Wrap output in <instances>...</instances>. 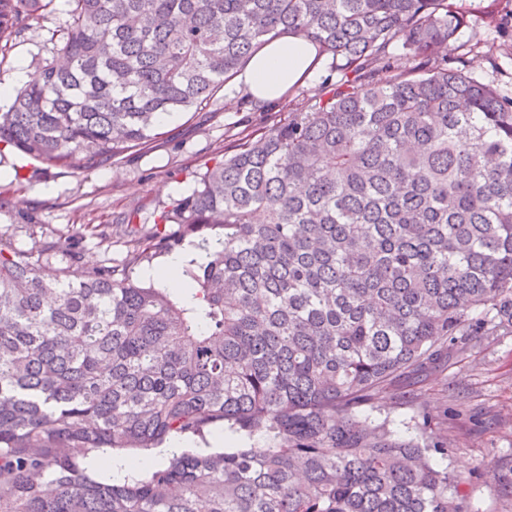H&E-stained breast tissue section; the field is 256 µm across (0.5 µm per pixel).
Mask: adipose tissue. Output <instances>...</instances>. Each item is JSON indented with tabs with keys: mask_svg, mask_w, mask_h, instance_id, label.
<instances>
[{
	"mask_svg": "<svg viewBox=\"0 0 512 512\" xmlns=\"http://www.w3.org/2000/svg\"><path fill=\"white\" fill-rule=\"evenodd\" d=\"M321 67L322 57L315 44L283 34L253 54L237 75L236 85L255 100L274 102L295 86L316 77Z\"/></svg>",
	"mask_w": 512,
	"mask_h": 512,
	"instance_id": "obj_1",
	"label": "adipose tissue"
}]
</instances>
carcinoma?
<instances>
[{
	"label": "carcinoma",
	"mask_w": 512,
	"mask_h": 512,
	"mask_svg": "<svg viewBox=\"0 0 512 512\" xmlns=\"http://www.w3.org/2000/svg\"><path fill=\"white\" fill-rule=\"evenodd\" d=\"M55 0H0V49ZM0 143L92 170L196 112L267 41L341 77L242 132L160 216L217 230L187 299L132 278L174 246L53 265L0 232V512H470L447 443L359 408L512 335V96L456 55L454 0H67ZM399 45L413 66L398 70ZM217 423L265 448L182 453L108 484L75 449L153 448Z\"/></svg>",
	"instance_id": "carcinoma-1"
}]
</instances>
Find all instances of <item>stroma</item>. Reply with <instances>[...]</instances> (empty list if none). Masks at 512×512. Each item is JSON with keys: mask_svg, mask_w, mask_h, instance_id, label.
<instances>
[{"mask_svg": "<svg viewBox=\"0 0 512 512\" xmlns=\"http://www.w3.org/2000/svg\"><path fill=\"white\" fill-rule=\"evenodd\" d=\"M467 16L457 44L468 72L503 92H512V57L486 56L478 41L503 43L512 34L493 26L491 10H512V0H456ZM65 0L51 13L30 20L14 45L0 51V83H11L20 60L47 56L50 37L67 20ZM340 74L323 66L319 79L299 86L279 104L248 100L226 84L204 114H180L161 126L158 138L126 158L91 171L46 168L11 147L0 149V230L13 233L18 246L31 248L84 224L107 226L119 213H138L140 232L154 230L162 211L189 195L195 172L221 155L224 140L247 127L269 124L272 116L303 109L320 80ZM360 418L387 422L402 437L416 436L418 418L447 436L448 454L439 465L460 472L461 495L472 512H512V481L497 463L512 458V336L475 348L463 361L407 384L403 393H384Z\"/></svg>", "mask_w": 512, "mask_h": 512, "instance_id": "obj_1", "label": "stroma"}]
</instances>
